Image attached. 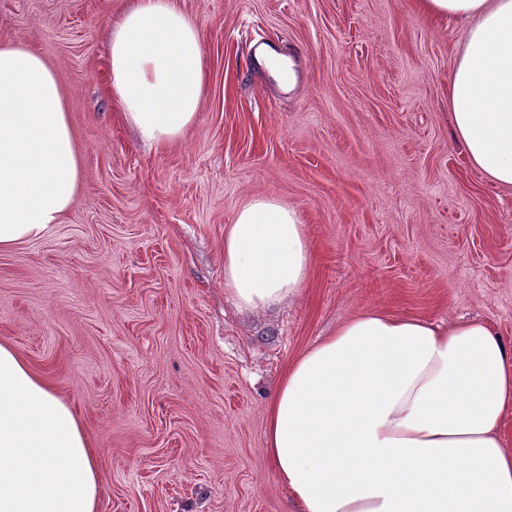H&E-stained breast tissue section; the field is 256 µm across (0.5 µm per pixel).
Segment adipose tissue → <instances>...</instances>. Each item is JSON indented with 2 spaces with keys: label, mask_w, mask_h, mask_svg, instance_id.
Instances as JSON below:
<instances>
[{
  "label": "adipose tissue",
  "mask_w": 512,
  "mask_h": 512,
  "mask_svg": "<svg viewBox=\"0 0 512 512\" xmlns=\"http://www.w3.org/2000/svg\"><path fill=\"white\" fill-rule=\"evenodd\" d=\"M466 25L448 79L451 132L472 165L512 186V0H416ZM125 122L162 146L193 125L205 89L196 22L174 0H136L109 43ZM82 177L66 94L25 44H0V251L69 209ZM298 213L259 197L224 231V286L261 309L305 284ZM512 341L474 320L440 328L361 311L306 349L268 409L266 447L297 512H512ZM98 466L72 409L0 344V512H96Z\"/></svg>",
  "instance_id": "1"
}]
</instances>
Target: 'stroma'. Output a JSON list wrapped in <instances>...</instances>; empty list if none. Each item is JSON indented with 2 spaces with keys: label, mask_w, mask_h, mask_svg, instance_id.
<instances>
[{
  "label": "stroma",
  "mask_w": 512,
  "mask_h": 512,
  "mask_svg": "<svg viewBox=\"0 0 512 512\" xmlns=\"http://www.w3.org/2000/svg\"><path fill=\"white\" fill-rule=\"evenodd\" d=\"M133 2L0 0V43L48 60L83 158L61 222L0 252V343L74 409L98 512H294L265 433L305 349L366 309L512 340V188L449 132L464 29L414 0H177L207 89L155 148L109 90L111 19ZM258 197L296 209L312 260L297 296L249 312L224 292V230Z\"/></svg>",
  "instance_id": "obj_1"
}]
</instances>
